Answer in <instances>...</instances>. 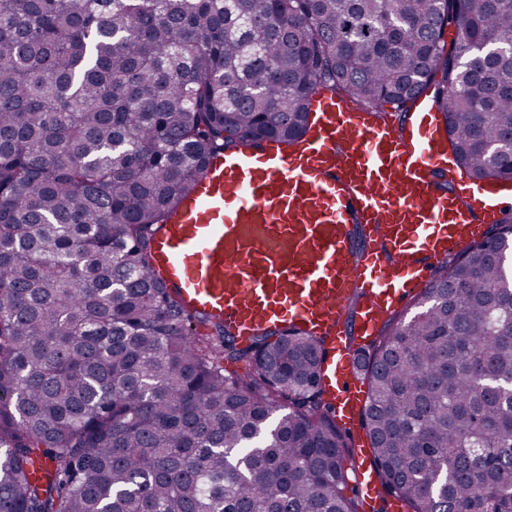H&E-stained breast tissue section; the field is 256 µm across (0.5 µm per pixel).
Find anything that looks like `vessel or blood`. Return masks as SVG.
Listing matches in <instances>:
<instances>
[{"instance_id": "obj_1", "label": "vessel or blood", "mask_w": 512, "mask_h": 512, "mask_svg": "<svg viewBox=\"0 0 512 512\" xmlns=\"http://www.w3.org/2000/svg\"><path fill=\"white\" fill-rule=\"evenodd\" d=\"M315 129L218 157L156 235L152 274L238 339L291 325L323 337L322 386L337 418L360 416L361 343L431 281L434 265L483 239L507 198L458 180L428 102L404 123L318 91ZM363 293L357 343L338 329Z\"/></svg>"}]
</instances>
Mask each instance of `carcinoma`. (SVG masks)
<instances>
[{
    "mask_svg": "<svg viewBox=\"0 0 512 512\" xmlns=\"http://www.w3.org/2000/svg\"><path fill=\"white\" fill-rule=\"evenodd\" d=\"M320 89L430 92L457 168L512 179V0H0V512H358L323 339L241 346L151 274L209 161L295 144ZM505 247L511 216L363 350L406 512H512Z\"/></svg>",
    "mask_w": 512,
    "mask_h": 512,
    "instance_id": "cac0c4a2",
    "label": "carcinoma"
}]
</instances>
